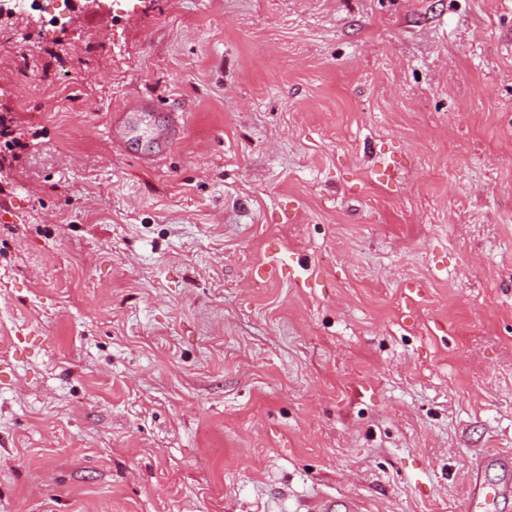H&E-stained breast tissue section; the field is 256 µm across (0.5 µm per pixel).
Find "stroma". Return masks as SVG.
<instances>
[{"mask_svg": "<svg viewBox=\"0 0 512 512\" xmlns=\"http://www.w3.org/2000/svg\"><path fill=\"white\" fill-rule=\"evenodd\" d=\"M1 115L0 512H468L512 455V0L0 15ZM480 464L474 470L469 486V511L481 512L477 509H484L490 499L492 501L506 493L507 487L487 483L481 478Z\"/></svg>", "mask_w": 512, "mask_h": 512, "instance_id": "stroma-1", "label": "stroma"}]
</instances>
